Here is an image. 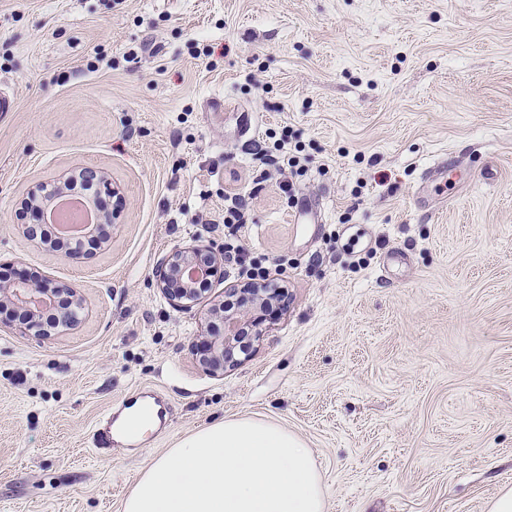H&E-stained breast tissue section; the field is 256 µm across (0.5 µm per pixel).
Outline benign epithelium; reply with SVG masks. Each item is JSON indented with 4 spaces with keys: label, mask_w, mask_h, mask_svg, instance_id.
Returning <instances> with one entry per match:
<instances>
[{
    "label": "benign epithelium",
    "mask_w": 512,
    "mask_h": 512,
    "mask_svg": "<svg viewBox=\"0 0 512 512\" xmlns=\"http://www.w3.org/2000/svg\"><path fill=\"white\" fill-rule=\"evenodd\" d=\"M83 177L96 186V195L86 202L95 214V223L85 226L77 236H63L68 248L65 257L77 260L84 256L77 243L86 236H97L107 230L106 237L112 234L113 213L103 203L102 195L110 196L113 189L106 177L96 170L83 169ZM67 180L59 179L52 185L42 184L22 200L21 208L30 211L37 219L35 224L24 225V235L34 241L38 237L40 224L48 223V212L56 199L68 195ZM224 274V254L217 253L205 245L178 247L168 256L157 262L153 278L167 298L179 307L189 308L197 300L194 285L199 278ZM11 304L13 315L19 327L34 336L48 338L70 330L80 322L84 303L76 289L70 285L48 278L34 280L21 270L8 285L0 284V310ZM224 304L213 307L208 316V324L202 331L200 346L196 352L199 363L207 369L218 372L230 364H238L251 355L253 343L264 336V319L252 308H245L237 315L223 314Z\"/></svg>",
    "instance_id": "benign-epithelium-1"
}]
</instances>
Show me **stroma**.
Segmentation results:
<instances>
[{
	"label": "stroma",
	"instance_id": "stroma-1",
	"mask_svg": "<svg viewBox=\"0 0 512 512\" xmlns=\"http://www.w3.org/2000/svg\"><path fill=\"white\" fill-rule=\"evenodd\" d=\"M0 277L86 300L42 339L0 324V512H121L149 460L213 419L301 436L327 512H485L512 483V0H0ZM291 193L265 158L282 132ZM447 162L451 190L424 186ZM92 167L122 202L74 262L21 201ZM238 234L288 296L223 374L192 345L244 279L189 309L153 278ZM163 392L138 444L107 412ZM230 203L226 205V202ZM249 210V202L245 196L236 194L225 200L224 204V227L230 228L232 234L239 231L241 224H247L246 214Z\"/></svg>",
	"mask_w": 512,
	"mask_h": 512
}]
</instances>
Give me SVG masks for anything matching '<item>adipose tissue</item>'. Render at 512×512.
<instances>
[{
	"instance_id": "obj_1",
	"label": "adipose tissue",
	"mask_w": 512,
	"mask_h": 512,
	"mask_svg": "<svg viewBox=\"0 0 512 512\" xmlns=\"http://www.w3.org/2000/svg\"><path fill=\"white\" fill-rule=\"evenodd\" d=\"M122 512H325L305 443L277 423L220 419L154 456Z\"/></svg>"
}]
</instances>
